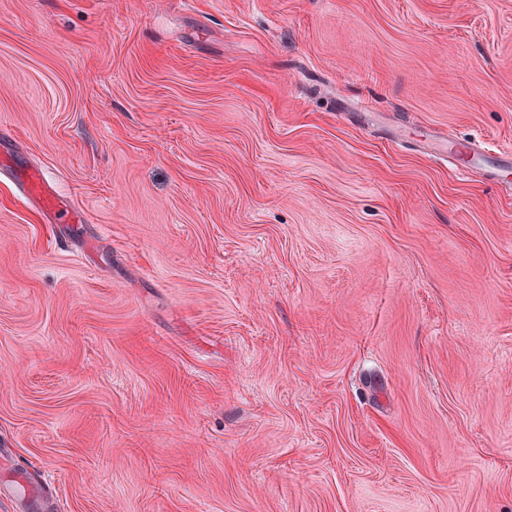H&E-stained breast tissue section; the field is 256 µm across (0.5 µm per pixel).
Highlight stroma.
<instances>
[{
    "label": "stroma",
    "instance_id": "obj_1",
    "mask_svg": "<svg viewBox=\"0 0 512 512\" xmlns=\"http://www.w3.org/2000/svg\"><path fill=\"white\" fill-rule=\"evenodd\" d=\"M512 0H0L22 512H512ZM441 151L448 154V157L460 167L468 168L486 161V156L479 151L474 140H461L448 136L447 143L442 146ZM25 191L34 198L42 208V211L56 216L57 204L53 194L45 185L44 179L37 177L34 171L25 172L22 175ZM19 487L23 488L25 496H39L43 500L48 495L46 486L34 478L32 471L19 466L5 469L1 476V491H15Z\"/></svg>",
    "mask_w": 512,
    "mask_h": 512
}]
</instances>
